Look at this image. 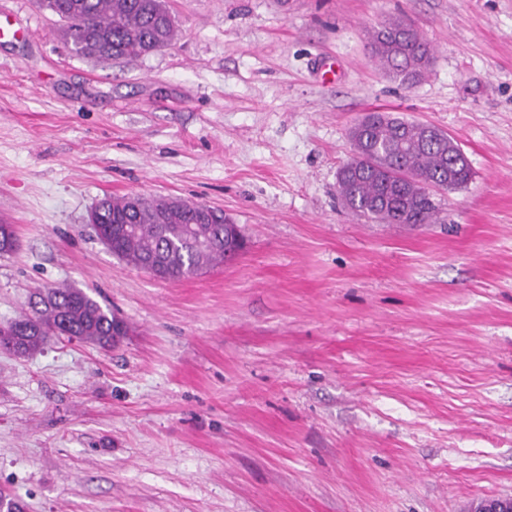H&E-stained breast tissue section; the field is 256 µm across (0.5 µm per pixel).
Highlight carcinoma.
Wrapping results in <instances>:
<instances>
[{
  "instance_id": "1",
  "label": "carcinoma",
  "mask_w": 512,
  "mask_h": 512,
  "mask_svg": "<svg viewBox=\"0 0 512 512\" xmlns=\"http://www.w3.org/2000/svg\"><path fill=\"white\" fill-rule=\"evenodd\" d=\"M57 16L71 50L97 60L135 62L178 36L166 0H36ZM373 60L411 88L427 73L433 48L400 18L370 32ZM354 155L339 170L337 192L353 214L384 224H433L439 206L429 186L465 185L471 168L448 133L385 113L365 116L349 132ZM96 235L112 254L136 268H159L165 280L192 277L240 250L224 211L204 204L140 196L102 199ZM0 349L17 356L39 350L51 336H76L110 348L122 320L85 291L49 288L12 320Z\"/></svg>"
}]
</instances>
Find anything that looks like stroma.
Here are the masks:
<instances>
[{"mask_svg": "<svg viewBox=\"0 0 512 512\" xmlns=\"http://www.w3.org/2000/svg\"><path fill=\"white\" fill-rule=\"evenodd\" d=\"M174 44L76 56L0 0V322L56 285L127 325L104 350L0 351V490L25 512H473L512 498V0H169ZM433 47L408 88L392 17ZM447 131L437 223L345 210L350 127ZM224 210L244 251L163 282L97 239L104 197ZM369 35L372 58L386 74L408 88L424 78L433 48L404 20L391 19Z\"/></svg>", "mask_w": 512, "mask_h": 512, "instance_id": "obj_1", "label": "stroma"}]
</instances>
